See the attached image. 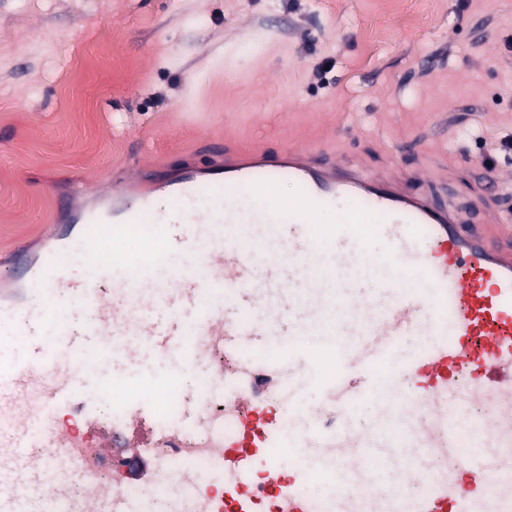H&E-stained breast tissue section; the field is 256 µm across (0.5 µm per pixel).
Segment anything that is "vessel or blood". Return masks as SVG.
<instances>
[{"label": "vessel or blood", "mask_w": 512, "mask_h": 512, "mask_svg": "<svg viewBox=\"0 0 512 512\" xmlns=\"http://www.w3.org/2000/svg\"><path fill=\"white\" fill-rule=\"evenodd\" d=\"M285 178L303 191L283 204L276 189ZM241 186L247 200L226 204L224 222L286 228L287 241L259 265L228 239L217 258L205 260L206 274L175 270L163 302L136 326L154 357L169 355L186 366L226 345L247 352L272 336L292 345L321 335L320 321L335 303L324 293L305 300L302 291L315 288L310 272L326 262L357 265L366 253L363 224L382 243L376 261L390 284L411 276L425 288L398 299L364 279L349 284L337 330L344 341L336 381L318 393H310L303 365L265 366L287 422L276 426L263 411L254 412L251 427L267 447L224 446L223 469L199 475V482L223 485L224 512H316L302 473L289 470L275 447L281 435L289 447L310 449L313 465L343 476L350 491L336 512H356L353 492L371 481L370 462L393 460L398 451L447 455L458 442V416L487 397L497 400L501 424L489 433V445L512 443V225L488 211L474 219L469 206L435 207L408 180L332 164L308 149L228 147L209 163L188 162L96 193L75 211L60 202L63 216L46 231L43 253L30 255L21 244L9 254L0 277V426L14 431L19 443L0 448V475L17 481L30 498L52 497L61 512H140L137 500L102 491L86 462L84 449L108 456L115 441L111 422L97 414L100 384L73 359L87 336L117 335L130 312L128 289L149 287L170 253L196 249L201 225L214 221L201 202ZM340 195L363 202V209L334 214L325 234L315 233L313 215L332 211ZM136 238L146 240L145 250L131 248ZM116 271L123 274L117 290L102 293ZM76 302L91 307L90 323L81 333L60 330L57 307ZM247 311L257 320L243 321ZM191 326L196 338L190 342ZM415 333L430 336L431 347L399 358L401 339ZM417 378L425 392L404 405L401 391ZM327 400L336 406V428L328 433L319 428ZM63 407L81 419L83 431L58 422ZM359 407L383 418L410 414L414 430L398 446L378 430L360 431L354 421ZM30 445L42 447V455L27 453ZM458 471L476 488L494 476L495 465L463 457ZM74 483L84 487L83 500L69 499ZM475 502L471 495L449 499L446 483L438 481L406 512H472Z\"/></svg>", "instance_id": "vessel-or-blood-1"}]
</instances>
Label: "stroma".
I'll list each match as a JSON object with an SVG mask.
<instances>
[{
	"label": "stroma",
	"instance_id": "obj_1",
	"mask_svg": "<svg viewBox=\"0 0 512 512\" xmlns=\"http://www.w3.org/2000/svg\"><path fill=\"white\" fill-rule=\"evenodd\" d=\"M512 138V0H0V258L55 197L244 149L324 148L433 173L435 201L512 211L486 187Z\"/></svg>",
	"mask_w": 512,
	"mask_h": 512
}]
</instances>
